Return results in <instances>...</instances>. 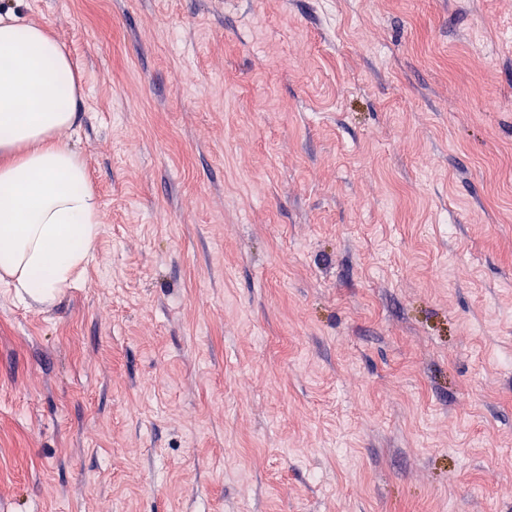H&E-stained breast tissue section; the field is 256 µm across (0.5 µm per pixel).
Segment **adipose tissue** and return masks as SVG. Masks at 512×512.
I'll return each instance as SVG.
<instances>
[{"label": "adipose tissue", "mask_w": 512, "mask_h": 512, "mask_svg": "<svg viewBox=\"0 0 512 512\" xmlns=\"http://www.w3.org/2000/svg\"><path fill=\"white\" fill-rule=\"evenodd\" d=\"M80 84L64 46L14 7L0 10V283L53 302L95 249L101 210L82 158L59 136Z\"/></svg>", "instance_id": "adipose-tissue-1"}]
</instances>
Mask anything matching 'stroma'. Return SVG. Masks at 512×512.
I'll list each match as a JSON object with an SVG mask.
<instances>
[{"label":"stroma","instance_id":"obj_1","mask_svg":"<svg viewBox=\"0 0 512 512\" xmlns=\"http://www.w3.org/2000/svg\"><path fill=\"white\" fill-rule=\"evenodd\" d=\"M102 232L0 285V512H512V0H23Z\"/></svg>","mask_w":512,"mask_h":512}]
</instances>
